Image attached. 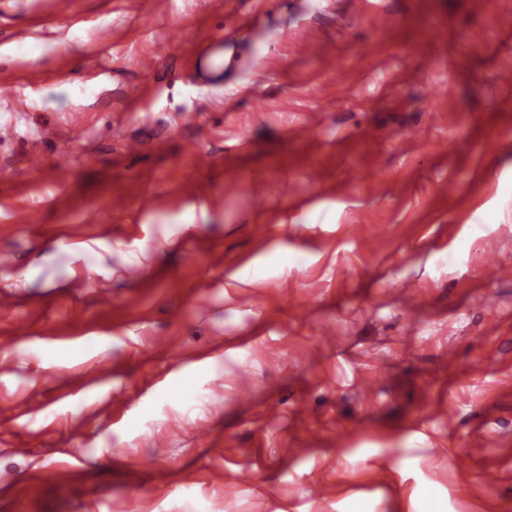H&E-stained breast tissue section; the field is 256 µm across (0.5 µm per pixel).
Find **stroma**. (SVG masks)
Masks as SVG:
<instances>
[{
  "mask_svg": "<svg viewBox=\"0 0 512 512\" xmlns=\"http://www.w3.org/2000/svg\"><path fill=\"white\" fill-rule=\"evenodd\" d=\"M155 2L0 0V512H512V0Z\"/></svg>",
  "mask_w": 512,
  "mask_h": 512,
  "instance_id": "obj_1",
  "label": "stroma"
}]
</instances>
